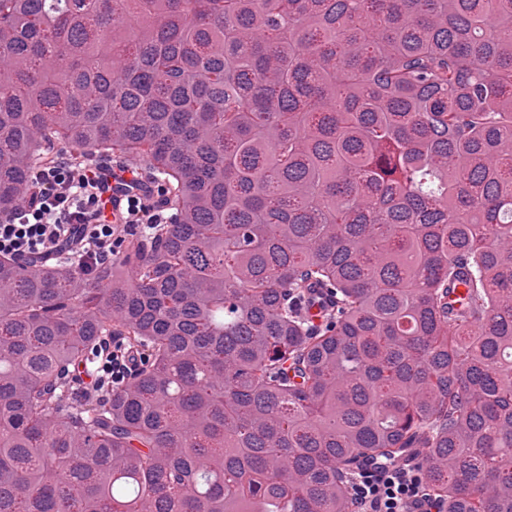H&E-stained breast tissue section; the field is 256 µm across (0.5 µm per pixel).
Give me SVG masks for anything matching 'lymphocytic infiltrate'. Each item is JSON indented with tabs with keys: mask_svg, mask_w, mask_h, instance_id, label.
<instances>
[{
	"mask_svg": "<svg viewBox=\"0 0 512 512\" xmlns=\"http://www.w3.org/2000/svg\"><path fill=\"white\" fill-rule=\"evenodd\" d=\"M162 201L128 196L120 223H113L98 172L61 159L32 175V193L13 214L0 218V254L49 257L75 248L82 273L111 260L121 243L144 228L164 223ZM357 512H439L414 467L394 463L363 471L353 487Z\"/></svg>",
	"mask_w": 512,
	"mask_h": 512,
	"instance_id": "1",
	"label": "lymphocytic infiltrate"
}]
</instances>
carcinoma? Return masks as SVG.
<instances>
[{
  "label": "carcinoma",
  "mask_w": 512,
  "mask_h": 512,
  "mask_svg": "<svg viewBox=\"0 0 512 512\" xmlns=\"http://www.w3.org/2000/svg\"><path fill=\"white\" fill-rule=\"evenodd\" d=\"M66 146L170 220L0 256V512H512V0H0V215ZM134 359L128 354L124 341L119 336L112 337V353L106 356L105 367L112 373V385L124 383L136 368ZM353 497L357 512H440L408 463L363 471L353 487Z\"/></svg>",
  "instance_id": "carcinoma-1"
}]
</instances>
